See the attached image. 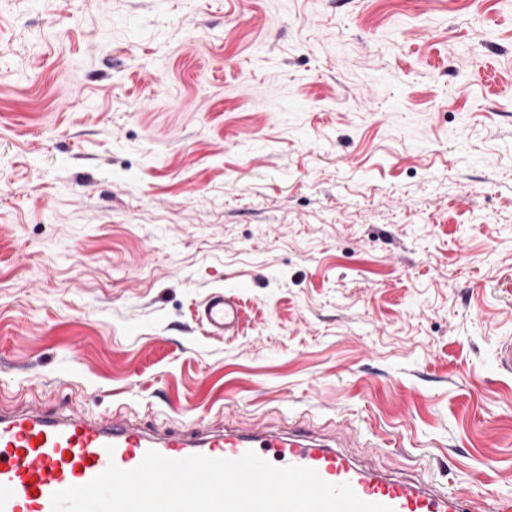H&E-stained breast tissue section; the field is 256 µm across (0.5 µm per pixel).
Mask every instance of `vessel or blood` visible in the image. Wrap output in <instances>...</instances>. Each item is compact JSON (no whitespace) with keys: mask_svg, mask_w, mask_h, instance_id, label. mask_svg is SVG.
Here are the masks:
<instances>
[{"mask_svg":"<svg viewBox=\"0 0 512 512\" xmlns=\"http://www.w3.org/2000/svg\"><path fill=\"white\" fill-rule=\"evenodd\" d=\"M199 317L211 335L237 334L239 299L231 292L213 293ZM150 450L175 460L194 454L237 459L252 450L275 466L309 467L326 482L350 484L362 500L393 512H512V497L452 492L356 463L315 438L301 421L284 432L259 423L158 428L122 414L104 422L76 408L51 414L35 404L0 406V512H52L55 492L88 483L112 463L135 468Z\"/></svg>","mask_w":512,"mask_h":512,"instance_id":"obj_1","label":"vessel or blood"}]
</instances>
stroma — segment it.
Segmentation results:
<instances>
[{"mask_svg": "<svg viewBox=\"0 0 512 512\" xmlns=\"http://www.w3.org/2000/svg\"><path fill=\"white\" fill-rule=\"evenodd\" d=\"M510 337L512 0H0V404L512 496ZM200 321L213 336L237 334L241 322V306L232 292L213 293L199 310Z\"/></svg>", "mask_w": 512, "mask_h": 512, "instance_id": "35a3bbf8", "label": "stroma"}]
</instances>
